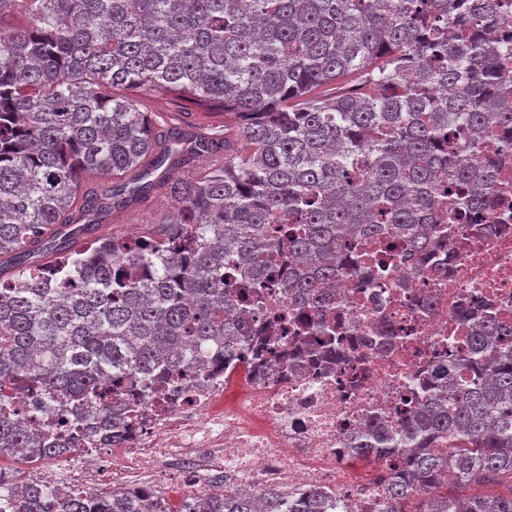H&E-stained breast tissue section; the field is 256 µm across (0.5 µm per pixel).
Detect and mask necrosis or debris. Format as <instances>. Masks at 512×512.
Masks as SVG:
<instances>
[{"label": "necrosis or debris", "instance_id": "obj_1", "mask_svg": "<svg viewBox=\"0 0 512 512\" xmlns=\"http://www.w3.org/2000/svg\"><path fill=\"white\" fill-rule=\"evenodd\" d=\"M442 252L450 269L391 256L372 277L337 280L329 298L349 340L342 361L306 354L288 336L273 367L266 337H251L232 366L208 364L204 386L161 400L125 394L121 444L50 459L30 481L109 485L159 499L166 512L225 491L258 498L271 489L327 492L335 512H385L384 482L398 462L360 460L355 437L396 430L421 405L434 358L467 346L461 311L512 327V153L482 221L452 213Z\"/></svg>", "mask_w": 512, "mask_h": 512}]
</instances>
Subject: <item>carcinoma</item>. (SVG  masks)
<instances>
[{"mask_svg":"<svg viewBox=\"0 0 512 512\" xmlns=\"http://www.w3.org/2000/svg\"><path fill=\"white\" fill-rule=\"evenodd\" d=\"M24 8L27 23L8 22ZM512 0H0V458L83 447L68 406L107 440L126 422L120 379L145 397L206 383L254 335L253 308L285 257L288 314L268 327L344 356L334 317L303 312L349 270L355 241L391 238L414 266L452 195L475 221L512 144ZM338 82L344 94H327ZM131 91L211 102L234 120L182 129ZM212 161L199 178L151 176ZM165 189L177 207L140 237L109 211ZM396 435L387 512H512V332L483 320ZM40 403L26 421L13 399ZM448 451H443V448ZM453 473L454 482L443 478ZM0 512H146L127 494L60 493L19 477ZM313 491L212 496L203 512H325Z\"/></svg>","mask_w":512,"mask_h":512,"instance_id":"cac0c4a2","label":"carcinoma"}]
</instances>
